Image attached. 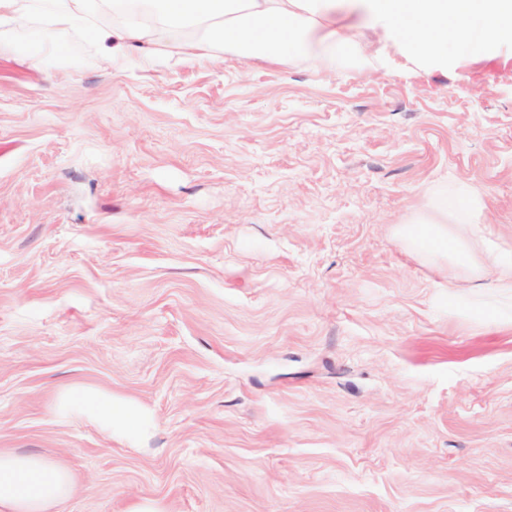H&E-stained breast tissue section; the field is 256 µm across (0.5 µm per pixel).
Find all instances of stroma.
<instances>
[{
    "mask_svg": "<svg viewBox=\"0 0 512 512\" xmlns=\"http://www.w3.org/2000/svg\"><path fill=\"white\" fill-rule=\"evenodd\" d=\"M42 32L0 57V448L65 512H512V297L396 237L465 184L512 250V50L116 73ZM61 416L78 413L108 430L148 431L152 423L134 404H116L112 396L90 388H74L58 397Z\"/></svg>",
    "mask_w": 512,
    "mask_h": 512,
    "instance_id": "1",
    "label": "stroma"
}]
</instances>
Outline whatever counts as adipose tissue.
<instances>
[{
    "instance_id": "obj_1",
    "label": "adipose tissue",
    "mask_w": 512,
    "mask_h": 512,
    "mask_svg": "<svg viewBox=\"0 0 512 512\" xmlns=\"http://www.w3.org/2000/svg\"><path fill=\"white\" fill-rule=\"evenodd\" d=\"M115 25L103 24V17ZM41 21L53 28H84L111 64L122 69L130 49L151 46L184 63L228 56L246 62L311 60L321 69L355 54L372 65L366 31L411 60L440 69L455 52L492 59L512 47V0H0V26ZM455 213L435 209L399 225L401 241L428 260L447 263L449 280L483 272L485 260L471 234L488 208L468 186ZM58 412L78 413L108 430L148 431L152 423L134 404L74 388L58 398ZM74 483L69 471L38 454L0 449V512H63Z\"/></svg>"
}]
</instances>
